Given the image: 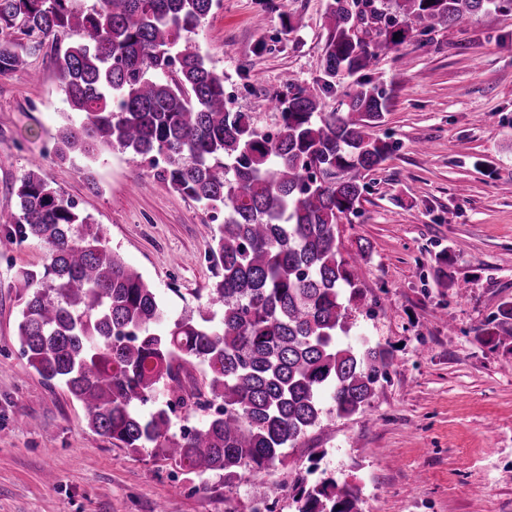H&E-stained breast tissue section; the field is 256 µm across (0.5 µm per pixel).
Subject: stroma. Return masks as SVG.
<instances>
[{
	"mask_svg": "<svg viewBox=\"0 0 512 512\" xmlns=\"http://www.w3.org/2000/svg\"><path fill=\"white\" fill-rule=\"evenodd\" d=\"M327 0H222L197 41L224 74L228 106L257 109L284 76L316 87ZM390 108L389 158L365 175L338 237L363 296L343 343L391 349L370 413L338 418L234 487L92 431L82 404L30 369L16 336L21 273L42 270L30 239L0 254V512H252L269 483L313 470L356 485L363 512H512V345L488 322L512 298V11L411 33L367 73ZM68 109L51 55L0 74V234L32 162L112 251L155 288L169 320L208 314L210 212L115 150L93 163L46 158ZM367 244L358 256L359 244Z\"/></svg>",
	"mask_w": 512,
	"mask_h": 512,
	"instance_id": "35a3bbf8",
	"label": "stroma"
}]
</instances>
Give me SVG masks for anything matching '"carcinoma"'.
Instances as JSON below:
<instances>
[{
  "mask_svg": "<svg viewBox=\"0 0 512 512\" xmlns=\"http://www.w3.org/2000/svg\"><path fill=\"white\" fill-rule=\"evenodd\" d=\"M329 0L323 85L369 69L381 51L445 23L512 9V0ZM219 0H0V73L24 69L51 43L72 115L54 157L95 162L118 149L170 189L224 212L206 260L219 319L165 320L153 288L106 246L100 227L50 186L36 162L15 194L0 250L28 239L47 249L22 273L17 336L31 367L80 401L89 427L182 469L224 472L228 488L281 462L333 417L365 415L394 365L379 344L341 334L361 289L337 224L356 215L365 174L392 145L376 133L388 98L369 80L346 86L333 112L287 76L273 134L226 107L224 74L195 39ZM71 42L62 48L58 36ZM512 344V300L498 309ZM177 408L204 413L172 431ZM297 512H361L360 489L333 478L295 480Z\"/></svg>",
  "mask_w": 512,
  "mask_h": 512,
  "instance_id": "cac0c4a2",
  "label": "carcinoma"
}]
</instances>
